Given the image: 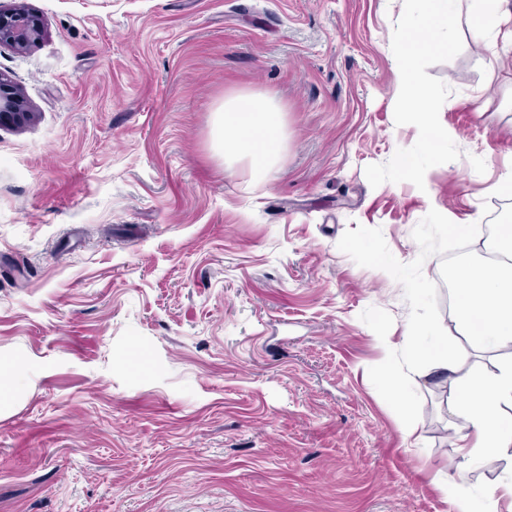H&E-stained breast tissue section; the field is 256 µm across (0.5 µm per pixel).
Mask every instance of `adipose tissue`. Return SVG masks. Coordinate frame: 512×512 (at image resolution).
Returning <instances> with one entry per match:
<instances>
[{
    "label": "adipose tissue",
    "instance_id": "adipose-tissue-1",
    "mask_svg": "<svg viewBox=\"0 0 512 512\" xmlns=\"http://www.w3.org/2000/svg\"><path fill=\"white\" fill-rule=\"evenodd\" d=\"M419 19L410 21L394 36L399 65L402 102L416 107L415 120L428 151L439 152L448 131L435 120L437 105L419 80L411 60L420 51L442 47L441 33L452 21L448 0H423ZM216 127L225 154L245 159L252 177L267 178L280 154L283 126L279 110L269 99L226 98L216 113ZM458 321L463 334L477 337L487 349L512 344V270L500 262L466 263L453 273ZM31 362L0 358V412L13 405L19 392L35 374ZM458 431L461 450L468 460L485 456L495 448L512 446V427L505 425L503 407H512V359L501 362L489 377L478 374L457 379Z\"/></svg>",
    "mask_w": 512,
    "mask_h": 512
}]
</instances>
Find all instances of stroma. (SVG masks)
Returning <instances> with one entry per match:
<instances>
[{"label": "stroma", "instance_id": "35a3bbf8", "mask_svg": "<svg viewBox=\"0 0 512 512\" xmlns=\"http://www.w3.org/2000/svg\"><path fill=\"white\" fill-rule=\"evenodd\" d=\"M19 3L45 36L0 47L36 112L0 129V355L39 374L0 414V512H458L438 480L512 481V447L461 458L452 382L406 343L503 357L440 286L512 218V46L475 0L414 62L438 154L391 44L418 0ZM238 94L282 111L262 182L214 132Z\"/></svg>", "mask_w": 512, "mask_h": 512}]
</instances>
